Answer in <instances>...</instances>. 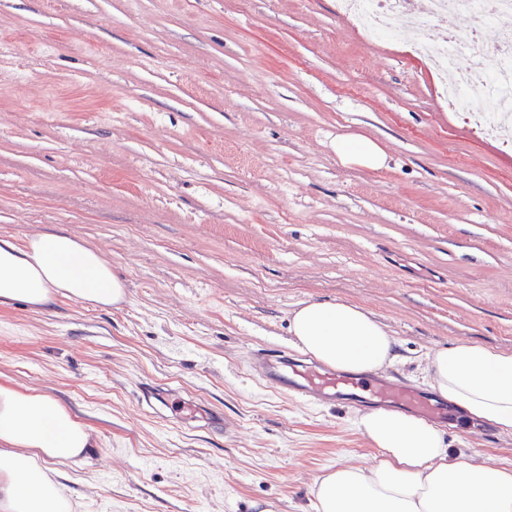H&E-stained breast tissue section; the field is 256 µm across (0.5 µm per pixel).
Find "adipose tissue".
Returning a JSON list of instances; mask_svg holds the SVG:
<instances>
[{
	"label": "adipose tissue",
	"instance_id": "ef3b65f1",
	"mask_svg": "<svg viewBox=\"0 0 512 512\" xmlns=\"http://www.w3.org/2000/svg\"><path fill=\"white\" fill-rule=\"evenodd\" d=\"M345 163L383 168L384 149L358 134L336 138ZM124 282L98 249L66 232L25 243L0 237V304L39 311L66 298L108 307ZM293 344L316 361L368 375L398 358L394 336L362 308L339 301L295 309ZM425 379L472 424L512 433V353L460 343L426 356ZM380 451L372 464H339L315 482V512H512V465L455 451L434 424L398 410L371 409L355 421ZM86 423L42 393L0 383V512H71L54 468L85 458Z\"/></svg>",
	"mask_w": 512,
	"mask_h": 512
}]
</instances>
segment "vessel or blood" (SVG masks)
I'll return each mask as SVG.
<instances>
[{"label": "vessel or blood", "instance_id": "b4317fda", "mask_svg": "<svg viewBox=\"0 0 512 512\" xmlns=\"http://www.w3.org/2000/svg\"><path fill=\"white\" fill-rule=\"evenodd\" d=\"M250 367L263 381L290 397L340 402L352 408L366 403L397 406L439 424L448 421L446 407L405 382L384 377L362 381L277 349L255 351Z\"/></svg>", "mask_w": 512, "mask_h": 512}]
</instances>
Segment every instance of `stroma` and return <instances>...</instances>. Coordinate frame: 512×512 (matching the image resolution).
<instances>
[{
  "mask_svg": "<svg viewBox=\"0 0 512 512\" xmlns=\"http://www.w3.org/2000/svg\"><path fill=\"white\" fill-rule=\"evenodd\" d=\"M342 134L386 166L342 163ZM60 231L126 296L1 304L0 382L91 429L57 477L72 512H314L321 474L372 463L357 410L250 373L303 303L370 313L397 340L384 376L419 388L432 350L512 352V149L337 0H0V236ZM145 383L227 428L149 412ZM444 432L512 464V435Z\"/></svg>",
  "mask_w": 512,
  "mask_h": 512,
  "instance_id": "obj_1",
  "label": "stroma"
}]
</instances>
